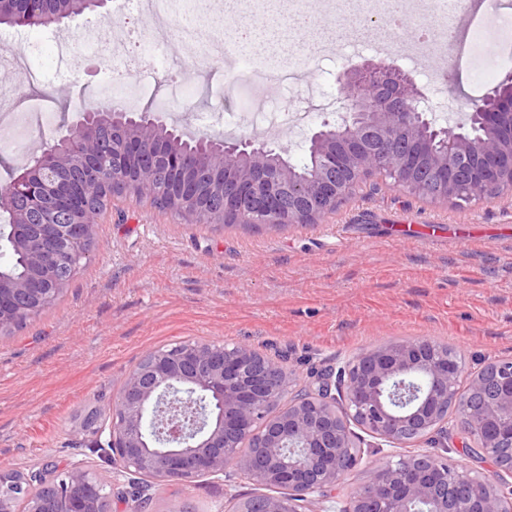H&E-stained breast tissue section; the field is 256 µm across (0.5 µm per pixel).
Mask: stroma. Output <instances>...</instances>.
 Wrapping results in <instances>:
<instances>
[{
    "mask_svg": "<svg viewBox=\"0 0 512 512\" xmlns=\"http://www.w3.org/2000/svg\"><path fill=\"white\" fill-rule=\"evenodd\" d=\"M189 16L180 5L150 16L146 38L159 49L134 79L151 97L168 100L167 122L190 134L196 113L254 112L267 91L245 81L228 88L221 63L194 65L190 44L172 36ZM87 21L110 29L122 18L108 8L57 27H0L13 42L0 48V121L36 109L54 115L21 148L0 128V184L74 124L85 99L112 90L123 71L122 61L78 54ZM507 24L493 0H469L445 56L457 78L441 81L429 51L417 70L397 57L389 64L409 71L429 101V119H437L449 100L477 103L512 75V54H497L490 42L481 53L472 49L482 27ZM350 67L337 57L306 65L300 88L284 89L273 109L309 112L307 127H264L254 137L303 163L322 122L340 119L338 78ZM419 336L458 348L470 375L512 358V198L430 202L371 176L318 223L270 228L192 224L148 199L116 197L57 304L0 337V467L27 474L48 463L82 464L126 486L96 435L73 430L106 405L145 353L173 343L250 345L284 362L302 387L310 373L366 348ZM426 449L362 445L334 500H349L369 468ZM269 492L236 474L227 482L155 483L148 512L177 505L228 512L236 499Z\"/></svg>",
    "mask_w": 512,
    "mask_h": 512,
    "instance_id": "stroma-1",
    "label": "stroma"
}]
</instances>
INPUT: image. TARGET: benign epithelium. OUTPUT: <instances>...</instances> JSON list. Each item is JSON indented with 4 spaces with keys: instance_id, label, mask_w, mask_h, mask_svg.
<instances>
[{
    "instance_id": "benign-epithelium-1",
    "label": "benign epithelium",
    "mask_w": 512,
    "mask_h": 512,
    "mask_svg": "<svg viewBox=\"0 0 512 512\" xmlns=\"http://www.w3.org/2000/svg\"><path fill=\"white\" fill-rule=\"evenodd\" d=\"M91 3L103 8L107 0H0V20L58 25ZM339 102L342 122L323 124L310 139L307 174L254 138H200L190 152L158 116L82 115L54 152L0 186L13 249L48 280L0 276V332L51 307L68 284L54 269L58 253L93 241L102 206L116 193L153 199L161 166L171 208L194 218L217 198L220 224H315L373 175L438 202L512 196L511 75L475 105V137L444 136L414 80L382 63L339 79ZM458 358L431 338L390 341L360 352L339 378L313 375L291 398L292 373L252 346L187 340L148 352L73 434H107L102 448L118 475L188 482L237 467L281 490L244 499L237 512H302L332 498L354 469L355 426L386 443L430 437L445 448L451 410L454 427L476 447L512 448V359L492 362L461 390ZM241 447L254 452L242 456ZM447 465V456L424 452L371 468L362 479L371 492L351 497L349 512H512L502 478L512 466L458 484L445 476ZM0 512H112V484L81 464L36 475L1 468Z\"/></svg>"
}]
</instances>
